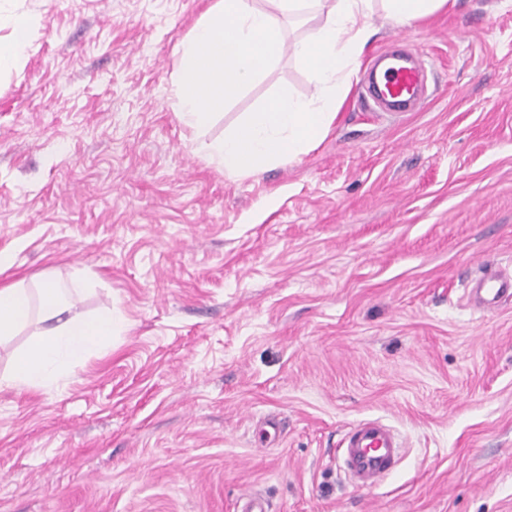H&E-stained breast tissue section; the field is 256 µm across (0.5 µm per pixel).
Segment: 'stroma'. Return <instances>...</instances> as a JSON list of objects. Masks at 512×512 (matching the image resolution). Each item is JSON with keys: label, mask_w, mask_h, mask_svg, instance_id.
I'll return each instance as SVG.
<instances>
[{"label": "stroma", "mask_w": 512, "mask_h": 512, "mask_svg": "<svg viewBox=\"0 0 512 512\" xmlns=\"http://www.w3.org/2000/svg\"><path fill=\"white\" fill-rule=\"evenodd\" d=\"M213 0H0V286L82 280L76 312L122 330L66 383L0 388V512H512V0L382 10L335 122L292 161L230 177L202 142L277 90L284 52L205 131L173 108L176 50ZM404 35L416 112L363 94ZM379 420L402 455L377 486L336 462ZM386 16L397 26H408L450 3V0H381ZM29 31V20L20 19L14 23L9 38L0 40V71L25 57L30 39ZM479 285L477 301L488 312L496 310L502 302L512 298V276L493 272L480 278Z\"/></svg>", "instance_id": "obj_1"}]
</instances>
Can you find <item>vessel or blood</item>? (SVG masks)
I'll use <instances>...</instances> for the list:
<instances>
[{"label": "vessel or blood", "mask_w": 512, "mask_h": 512, "mask_svg": "<svg viewBox=\"0 0 512 512\" xmlns=\"http://www.w3.org/2000/svg\"><path fill=\"white\" fill-rule=\"evenodd\" d=\"M422 81V73L411 59L398 56L374 82L371 92L385 99L391 111L406 112L415 103ZM479 285L477 301L486 311L512 299V276L493 272L480 278ZM400 446L394 430L381 421L353 423L341 443L344 470L355 485L376 486L397 464Z\"/></svg>", "instance_id": "obj_1"}]
</instances>
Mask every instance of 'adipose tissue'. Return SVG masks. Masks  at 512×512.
I'll return each mask as SVG.
<instances>
[{"mask_svg":"<svg viewBox=\"0 0 512 512\" xmlns=\"http://www.w3.org/2000/svg\"><path fill=\"white\" fill-rule=\"evenodd\" d=\"M35 315L47 322V329L30 339L14 357L9 374L0 379L17 388L58 384L71 365L115 335L122 324L117 312L102 318L73 313L68 294L54 281L43 283L34 294L14 285L0 287V342L17 335Z\"/></svg>","mask_w":512,"mask_h":512,"instance_id":"ef3b65f1","label":"adipose tissue"}]
</instances>
